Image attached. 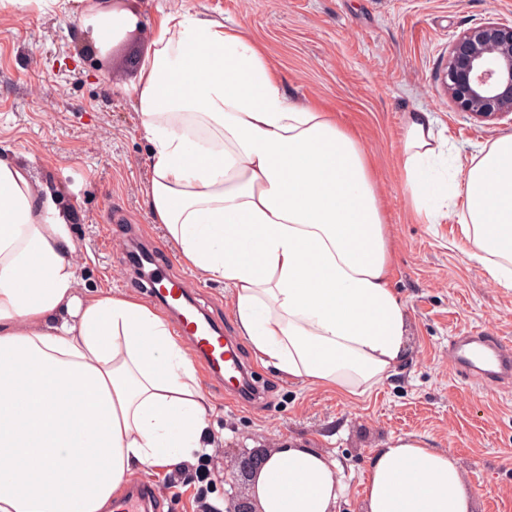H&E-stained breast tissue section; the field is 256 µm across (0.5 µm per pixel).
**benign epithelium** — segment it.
<instances>
[{"mask_svg": "<svg viewBox=\"0 0 512 512\" xmlns=\"http://www.w3.org/2000/svg\"><path fill=\"white\" fill-rule=\"evenodd\" d=\"M441 84L457 111L512 122V26L489 21L463 31L449 48ZM220 481L228 485L225 507L210 512H256L252 499L238 494L235 477Z\"/></svg>", "mask_w": 512, "mask_h": 512, "instance_id": "7a95c632", "label": "benign epithelium"}]
</instances>
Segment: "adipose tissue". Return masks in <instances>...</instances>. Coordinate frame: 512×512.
Returning a JSON list of instances; mask_svg holds the SVG:
<instances>
[{
  "instance_id": "ef3b65f1",
  "label": "adipose tissue",
  "mask_w": 512,
  "mask_h": 512,
  "mask_svg": "<svg viewBox=\"0 0 512 512\" xmlns=\"http://www.w3.org/2000/svg\"><path fill=\"white\" fill-rule=\"evenodd\" d=\"M131 98L151 145L144 195L183 260L234 291L241 336L288 379L349 398L407 357L385 216L357 134L288 97L242 29L159 11ZM427 112L407 116L403 187L435 224L459 212L471 260L512 290V135L441 176ZM78 247L51 195L0 157V512H109L135 468L211 451L209 402L166 317L82 293ZM257 512H336V462L298 442L269 451ZM362 512H474L460 458L417 437L377 449Z\"/></svg>"
}]
</instances>
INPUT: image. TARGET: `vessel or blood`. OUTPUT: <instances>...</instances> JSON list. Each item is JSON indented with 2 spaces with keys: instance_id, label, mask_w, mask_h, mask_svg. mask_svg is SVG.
Masks as SVG:
<instances>
[{
  "instance_id": "b4317fda",
  "label": "vessel or blood",
  "mask_w": 512,
  "mask_h": 512,
  "mask_svg": "<svg viewBox=\"0 0 512 512\" xmlns=\"http://www.w3.org/2000/svg\"><path fill=\"white\" fill-rule=\"evenodd\" d=\"M150 270L140 279L141 287L163 288V305L172 315L177 336L184 338L192 353L223 382L226 390L241 392L245 379L239 357L231 355L228 339L212 321H197L183 311L185 284L160 267L157 257H150ZM449 355L457 373L493 381L512 375V344L481 332H470L451 341ZM161 501L152 485L134 484L130 492L113 502L112 512H160Z\"/></svg>"
}]
</instances>
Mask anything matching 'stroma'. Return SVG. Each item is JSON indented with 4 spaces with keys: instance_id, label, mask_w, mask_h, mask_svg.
Wrapping results in <instances>:
<instances>
[{
    "instance_id": "35a3bbf8",
    "label": "stroma",
    "mask_w": 512,
    "mask_h": 512,
    "mask_svg": "<svg viewBox=\"0 0 512 512\" xmlns=\"http://www.w3.org/2000/svg\"><path fill=\"white\" fill-rule=\"evenodd\" d=\"M135 16L130 36L100 43L75 0L67 11L0 9V154L24 160L33 180L65 208L81 256V289L153 297L127 257L128 227L142 228L195 305L236 337L251 376L266 391L251 406L197 370L211 406L216 453L167 473L139 470L163 512L223 507L217 474L236 470L242 451L296 440L330 454L348 486L339 512H361L357 491L375 449L419 437L458 455L475 512H512V382L494 389L459 377L451 336L479 330L512 339V290L497 287L461 248L456 213L423 223L400 183L407 113L424 110L435 133L467 164L512 134L508 121L457 111L441 87L448 47L468 27L512 24V0H108ZM239 25L266 50L288 96L336 112L369 152L392 251L391 283L408 320L409 354L382 383L352 400L333 389L285 379L258 362L238 334L231 288L206 279L169 246L142 192L151 146L131 90L151 50L158 10Z\"/></svg>"
}]
</instances>
